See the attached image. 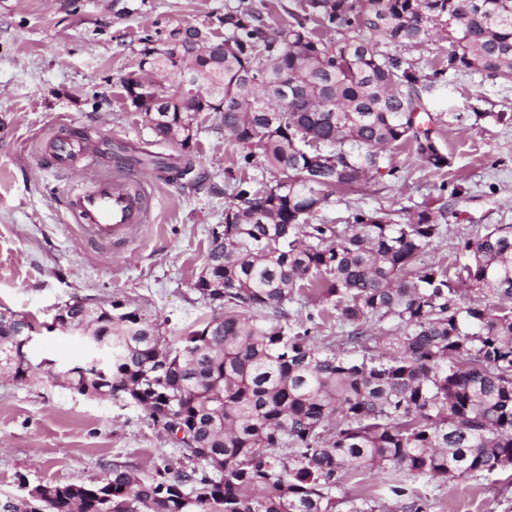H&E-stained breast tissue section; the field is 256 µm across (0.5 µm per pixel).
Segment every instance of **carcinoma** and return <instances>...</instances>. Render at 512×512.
I'll use <instances>...</instances> for the list:
<instances>
[{"instance_id": "1", "label": "carcinoma", "mask_w": 512, "mask_h": 512, "mask_svg": "<svg viewBox=\"0 0 512 512\" xmlns=\"http://www.w3.org/2000/svg\"><path fill=\"white\" fill-rule=\"evenodd\" d=\"M290 17L273 28L258 10L227 9L222 37L196 26L147 35L141 68L122 81L160 140L190 148L196 114L215 112L243 165L258 157L273 175L261 189L235 181L237 204L212 231L194 288L214 314L168 345L115 303L63 311L107 347L102 365L66 370L71 388L143 406L205 471L157 466L145 480L114 463L88 484L0 500V512H336L342 482L374 469L409 512H425L403 476L512 469V225L466 241L452 277L416 264L442 231L427 207L401 222L361 209L347 224L313 222L331 197L394 175L389 149L451 165L418 121L415 67L380 46L421 45L441 27L448 60L435 77L511 79L512 0H302ZM171 73L196 82L197 96L134 94L136 79ZM464 286L504 305L463 306ZM312 299L351 327L346 343L362 357L255 317L286 320L289 304ZM383 321L394 334L373 333ZM33 328L0 313V375L27 380Z\"/></svg>"}]
</instances>
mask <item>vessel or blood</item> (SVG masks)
Segmentation results:
<instances>
[{
	"mask_svg": "<svg viewBox=\"0 0 512 512\" xmlns=\"http://www.w3.org/2000/svg\"><path fill=\"white\" fill-rule=\"evenodd\" d=\"M86 150L76 138L56 140L50 148L55 168L68 170ZM86 239L99 242L119 241L147 221V193L139 178L125 162H118L110 177L75 188L68 200Z\"/></svg>",
	"mask_w": 512,
	"mask_h": 512,
	"instance_id": "vessel-or-blood-1",
	"label": "vessel or blood"
}]
</instances>
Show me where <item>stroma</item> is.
<instances>
[{
	"label": "stroma",
	"instance_id": "stroma-1",
	"mask_svg": "<svg viewBox=\"0 0 512 512\" xmlns=\"http://www.w3.org/2000/svg\"><path fill=\"white\" fill-rule=\"evenodd\" d=\"M0 0V312L26 317L36 328L26 352L37 366L27 381L0 376V498L22 484H83L120 463L147 476L155 466L184 459L141 407L122 398L71 391L57 372L82 363L78 337L51 330L59 308L80 300L91 307L116 302L158 325L168 343L201 325L212 310L194 287L211 233L234 202L233 178L254 188L269 183L262 163L242 169L241 149L226 142L214 113L197 114L189 149L157 141L144 113L127 100L122 80L136 68L145 35L200 26L223 34L225 9L254 5L282 23L300 0ZM412 61L417 86L433 116L431 128L451 165L423 164L411 148L392 152L396 176L333 198L317 211L322 222L344 223L356 209L427 207L443 215L442 232L420 261L452 264L461 244L486 227L512 224V80L465 71L437 81L448 56L439 34L420 46L395 47ZM65 122L80 133L88 155L68 171L51 167L45 142ZM191 161L193 176L142 163L143 152ZM153 185L151 215L130 238L112 244L82 239L66 207L71 187L91 184L115 159ZM462 195H451L453 184ZM373 472L336 491L368 499L377 512H407ZM429 512H512V471L464 481L416 477Z\"/></svg>",
	"mask_w": 512,
	"mask_h": 512
}]
</instances>
